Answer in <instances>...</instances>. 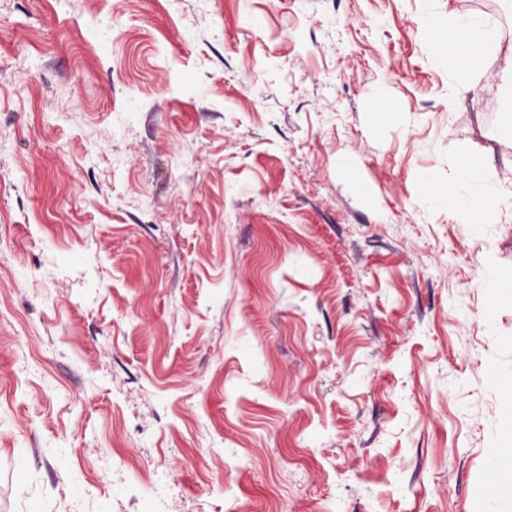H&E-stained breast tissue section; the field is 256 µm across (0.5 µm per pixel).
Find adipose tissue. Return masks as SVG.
<instances>
[{"label":"adipose tissue","instance_id":"adipose-tissue-1","mask_svg":"<svg viewBox=\"0 0 512 512\" xmlns=\"http://www.w3.org/2000/svg\"><path fill=\"white\" fill-rule=\"evenodd\" d=\"M432 29L440 56L456 71L454 95L476 93L477 75L494 55L500 61V88L507 96V109L512 112V41L504 40L479 14L452 15L446 24H433ZM438 198L451 209L479 213L486 223L497 215L499 193L482 166L463 167L458 178L441 189Z\"/></svg>","mask_w":512,"mask_h":512}]
</instances>
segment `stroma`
Segmentation results:
<instances>
[{"instance_id":"35a3bbf8","label":"stroma","mask_w":512,"mask_h":512,"mask_svg":"<svg viewBox=\"0 0 512 512\" xmlns=\"http://www.w3.org/2000/svg\"><path fill=\"white\" fill-rule=\"evenodd\" d=\"M490 2L0 0V512H502ZM434 43L439 55L456 71L454 96L475 94L479 80L475 76L486 66L491 55L500 60L498 77L500 88L507 96L509 126L512 120V41H505L479 14L456 16L449 14L448 22L441 27L432 23ZM499 193L495 183L482 166H465L455 180L438 192V199L448 204V209L477 212L482 223L495 219Z\"/></svg>"}]
</instances>
